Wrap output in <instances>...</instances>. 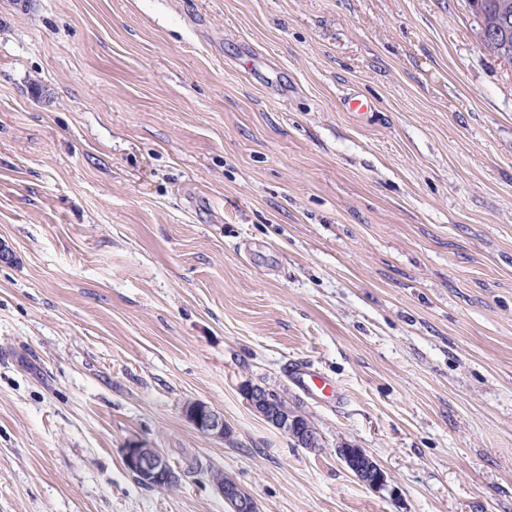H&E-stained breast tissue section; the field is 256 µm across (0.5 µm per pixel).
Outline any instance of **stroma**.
Returning a JSON list of instances; mask_svg holds the SVG:
<instances>
[{"mask_svg": "<svg viewBox=\"0 0 512 512\" xmlns=\"http://www.w3.org/2000/svg\"><path fill=\"white\" fill-rule=\"evenodd\" d=\"M0 242V512H227L213 467L259 512H512V68L463 0H0ZM293 375L295 380L309 391L318 390L321 391V393H333L335 391L336 397L339 395L337 383L336 386H334L330 379L321 376L307 366H296ZM260 386H250L247 389L246 402L251 410L281 431L296 445L303 448H315L318 444L317 448H321L320 445L322 444L318 442L316 430L311 426L303 427L297 420L298 417L304 425H312L308 413L302 408L300 402L294 401L288 396V389L263 385L272 392L277 407L290 410L297 417L282 413L277 408H272L274 403L269 391ZM182 415L196 431L206 437L223 441L231 432L224 422L223 413L202 400H192ZM344 448H338L337 453L340 454L342 457L343 455V449L349 448L350 452H345L343 456L344 461L346 462L349 469H353L355 473V477L366 487H368L371 490L374 491H380L386 487L387 483V477L385 472L382 470L381 467L376 465V468H355L353 462H352V455H357V450L355 451L354 448L357 449V447L353 445H345ZM352 452V453H351ZM359 456H362L358 454ZM352 471V470H351ZM123 460L126 469L132 473L141 485L173 483L157 489H171L179 480V475L169 464L167 458L156 448H125Z\"/></svg>", "mask_w": 512, "mask_h": 512, "instance_id": "stroma-1", "label": "stroma"}]
</instances>
